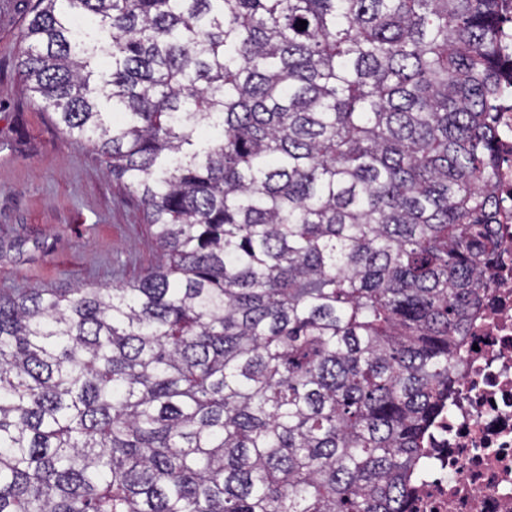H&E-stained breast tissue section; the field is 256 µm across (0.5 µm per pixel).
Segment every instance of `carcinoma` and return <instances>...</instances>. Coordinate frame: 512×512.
Instances as JSON below:
<instances>
[{"label": "carcinoma", "instance_id": "1", "mask_svg": "<svg viewBox=\"0 0 512 512\" xmlns=\"http://www.w3.org/2000/svg\"><path fill=\"white\" fill-rule=\"evenodd\" d=\"M503 22L35 0L28 91L159 260L0 295V512H403L502 249Z\"/></svg>", "mask_w": 512, "mask_h": 512}]
</instances>
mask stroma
Instances as JSON below:
<instances>
[{
  "mask_svg": "<svg viewBox=\"0 0 512 512\" xmlns=\"http://www.w3.org/2000/svg\"><path fill=\"white\" fill-rule=\"evenodd\" d=\"M33 0H0V294L118 285L157 261L142 209L17 67Z\"/></svg>",
  "mask_w": 512,
  "mask_h": 512,
  "instance_id": "35a3bbf8",
  "label": "stroma"
}]
</instances>
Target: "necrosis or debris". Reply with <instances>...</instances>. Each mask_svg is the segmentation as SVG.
<instances>
[{
  "mask_svg": "<svg viewBox=\"0 0 512 512\" xmlns=\"http://www.w3.org/2000/svg\"><path fill=\"white\" fill-rule=\"evenodd\" d=\"M503 248L406 512H512V93L497 107Z\"/></svg>",
  "mask_w": 512,
  "mask_h": 512,
  "instance_id": "necrosis-or-debris-1",
  "label": "necrosis or debris"
}]
</instances>
